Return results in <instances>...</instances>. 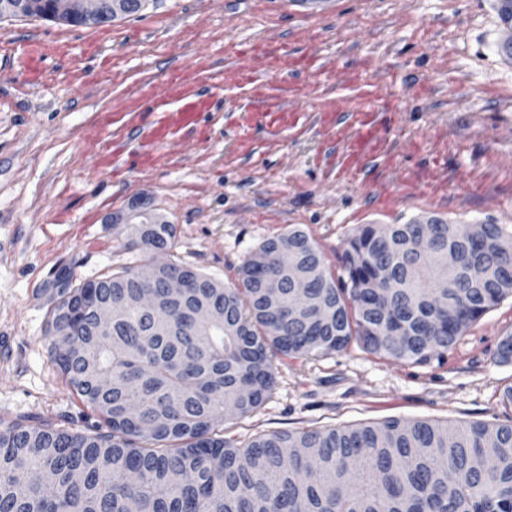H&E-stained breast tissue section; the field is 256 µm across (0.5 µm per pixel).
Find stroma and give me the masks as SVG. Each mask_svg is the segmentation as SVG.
Returning a JSON list of instances; mask_svg holds the SVG:
<instances>
[{
    "label": "stroma",
    "mask_w": 512,
    "mask_h": 512,
    "mask_svg": "<svg viewBox=\"0 0 512 512\" xmlns=\"http://www.w3.org/2000/svg\"><path fill=\"white\" fill-rule=\"evenodd\" d=\"M492 0H152L107 27L0 21V421H95L45 337L62 269L136 263L111 215L140 199L174 260L220 282L303 229L338 270L364 224L512 225V64ZM512 298L444 365L357 344L284 357L228 438L380 422L512 421Z\"/></svg>",
    "instance_id": "1"
}]
</instances>
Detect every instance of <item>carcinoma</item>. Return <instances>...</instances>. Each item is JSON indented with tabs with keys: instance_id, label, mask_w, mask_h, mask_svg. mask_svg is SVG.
Masks as SVG:
<instances>
[{
	"instance_id": "carcinoma-1",
	"label": "carcinoma",
	"mask_w": 512,
	"mask_h": 512,
	"mask_svg": "<svg viewBox=\"0 0 512 512\" xmlns=\"http://www.w3.org/2000/svg\"><path fill=\"white\" fill-rule=\"evenodd\" d=\"M512 29V0H492ZM27 17L87 25L39 0ZM433 232L427 249L414 240ZM173 224H126L118 248L157 267L148 284L125 267L54 282L50 356L97 415L84 429L24 419L0 423V512H512V422L450 426L386 419L358 427L224 437L228 418L261 407L281 357L318 359L358 343L370 354L425 364L448 357L469 324L512 296V230L450 224L437 216L366 224L350 235L342 275L325 266L303 230L261 242L221 284L177 262ZM311 272L308 293L324 317L300 304L284 254ZM195 284L170 299L166 280ZM280 285L271 311L265 283ZM151 287L150 312L126 299ZM110 302L112 326L94 305ZM224 308L201 325L195 310Z\"/></svg>"
}]
</instances>
